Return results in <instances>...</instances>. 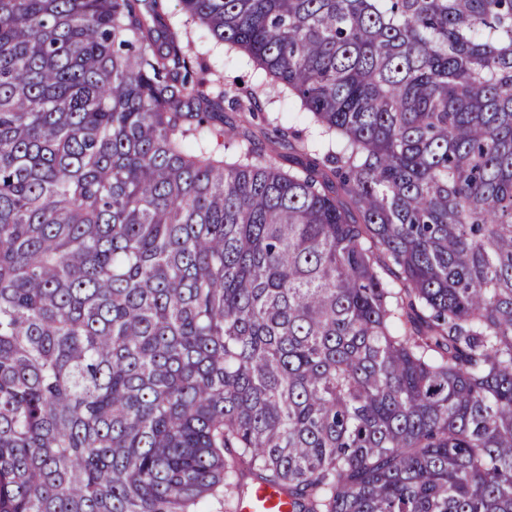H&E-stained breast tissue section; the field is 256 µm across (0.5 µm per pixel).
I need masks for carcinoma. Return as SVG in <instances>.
Segmentation results:
<instances>
[{"instance_id": "1", "label": "carcinoma", "mask_w": 512, "mask_h": 512, "mask_svg": "<svg viewBox=\"0 0 512 512\" xmlns=\"http://www.w3.org/2000/svg\"><path fill=\"white\" fill-rule=\"evenodd\" d=\"M180 5L325 152L166 0H0V512H512V0ZM190 49L198 61L207 65L214 79L221 88L238 86L241 93L255 91L264 103L263 112H255L254 117L250 112H224V126H233L240 134L251 135L255 143L268 147L271 142H276L278 151L288 158L292 151L286 142L278 139L273 129L277 124L283 129L293 127L299 130L305 137L310 138L313 129H308L304 112H299L298 106L287 101L270 100L259 92L261 82L260 73L254 68L252 62L244 53L228 54L224 50V44L218 43L211 33L199 25L188 26ZM240 80L241 85L237 84ZM266 118V121L263 120ZM278 117V120H274ZM274 120V121H273ZM237 512H290L288 499L271 487L261 486L251 495L240 499Z\"/></svg>"}]
</instances>
